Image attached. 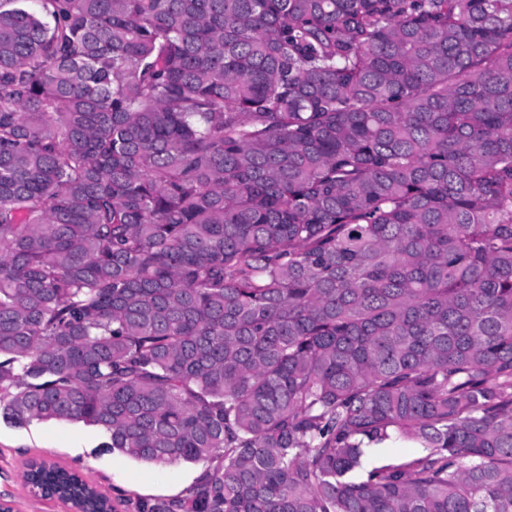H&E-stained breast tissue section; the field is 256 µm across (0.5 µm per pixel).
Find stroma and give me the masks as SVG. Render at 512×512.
Returning <instances> with one entry per match:
<instances>
[{
	"label": "stroma",
	"mask_w": 512,
	"mask_h": 512,
	"mask_svg": "<svg viewBox=\"0 0 512 512\" xmlns=\"http://www.w3.org/2000/svg\"><path fill=\"white\" fill-rule=\"evenodd\" d=\"M104 440L101 430L80 423L17 425L0 418V502L12 512H67L29 494L22 473L32 459L79 472L111 499L114 512H141L143 506L179 497L208 467L204 461L155 466L105 449Z\"/></svg>",
	"instance_id": "35a3bbf8"
}]
</instances>
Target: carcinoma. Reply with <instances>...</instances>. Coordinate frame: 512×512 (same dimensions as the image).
I'll use <instances>...</instances> for the list:
<instances>
[{"instance_id":"1","label":"carcinoma","mask_w":512,"mask_h":512,"mask_svg":"<svg viewBox=\"0 0 512 512\" xmlns=\"http://www.w3.org/2000/svg\"><path fill=\"white\" fill-rule=\"evenodd\" d=\"M7 2L0 413L218 460L151 512H512V0ZM422 450L423 448L415 443L396 439L382 447L374 448L372 456L366 462L363 460V464L370 467L390 459L409 458L421 453Z\"/></svg>"}]
</instances>
